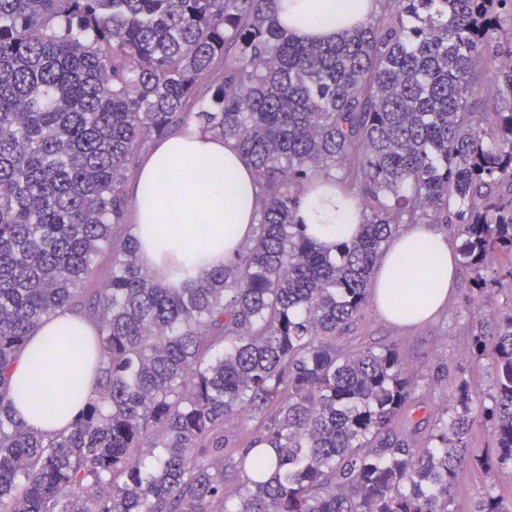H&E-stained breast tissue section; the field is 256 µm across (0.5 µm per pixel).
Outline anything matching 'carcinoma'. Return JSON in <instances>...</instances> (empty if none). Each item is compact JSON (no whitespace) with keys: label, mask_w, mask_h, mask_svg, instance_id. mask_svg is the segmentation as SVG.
<instances>
[{"label":"carcinoma","mask_w":512,"mask_h":512,"mask_svg":"<svg viewBox=\"0 0 512 512\" xmlns=\"http://www.w3.org/2000/svg\"><path fill=\"white\" fill-rule=\"evenodd\" d=\"M377 2L316 43L288 35L277 0H0V512H456L471 462L512 470V307L490 298L512 285V105L472 106L483 87L512 98V0ZM191 117L235 145L260 202L235 259L175 288L116 229L138 152ZM317 177L364 216L332 248L296 220ZM404 224L462 238L466 350L495 380L400 436L416 372L338 339ZM105 247L111 276L84 295ZM76 308L94 387L47 438L13 416L11 370ZM472 512L512 510L487 492Z\"/></svg>","instance_id":"obj_1"}]
</instances>
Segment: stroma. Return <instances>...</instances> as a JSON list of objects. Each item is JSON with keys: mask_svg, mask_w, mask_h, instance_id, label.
<instances>
[{"mask_svg": "<svg viewBox=\"0 0 512 512\" xmlns=\"http://www.w3.org/2000/svg\"><path fill=\"white\" fill-rule=\"evenodd\" d=\"M472 283L467 273H460L448 303L426 322L400 327L385 320L376 309L345 333V340L358 339L375 347L395 345L408 366L418 369L421 379L409 414L418 420L434 407L445 405L460 382H469L480 393H488L495 373L489 359L474 360L467 356V338L462 330L472 308ZM492 493L504 501L512 500V474L499 475L489 481L482 471H470L454 492L458 512H470L475 498Z\"/></svg>", "mask_w": 512, "mask_h": 512, "instance_id": "obj_1", "label": "stroma"}]
</instances>
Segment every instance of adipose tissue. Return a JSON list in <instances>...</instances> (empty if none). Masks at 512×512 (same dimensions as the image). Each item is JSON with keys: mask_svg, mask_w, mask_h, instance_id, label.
I'll return each mask as SVG.
<instances>
[{"mask_svg": "<svg viewBox=\"0 0 512 512\" xmlns=\"http://www.w3.org/2000/svg\"><path fill=\"white\" fill-rule=\"evenodd\" d=\"M375 8V0H277V17L295 38L327 42L359 26ZM175 180L182 183L183 195L174 204L166 190ZM257 195L255 176L234 146L187 121L178 132L154 144L130 188L135 215L131 233L140 265L156 276L179 266L195 278H204L234 259L252 239ZM297 219L312 240L329 247L353 239L363 214L334 185L319 178L304 189ZM457 269L458 253L449 235L427 224H414L387 246L372 275L371 296L387 319L417 324L447 303L457 283ZM61 332L89 336L94 326L77 313L59 312L30 337L12 371L10 401L15 418L48 437L68 430L81 409L80 401L71 398L59 414L40 409L41 404H55L71 378L85 372L79 355L47 356V338ZM38 364L46 381L40 403L30 398L26 388Z\"/></svg>", "mask_w": 512, "mask_h": 512, "instance_id": "obj_1", "label": "adipose tissue"}]
</instances>
